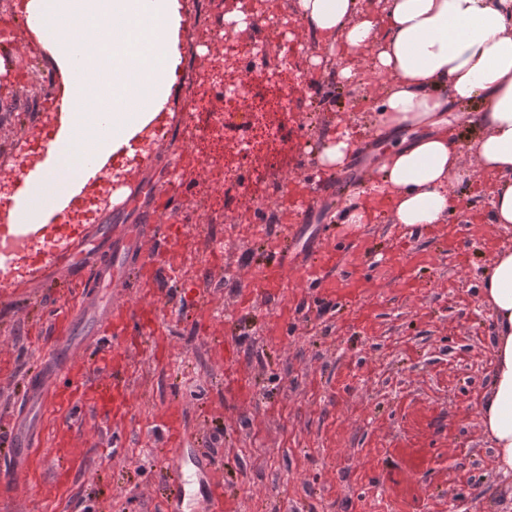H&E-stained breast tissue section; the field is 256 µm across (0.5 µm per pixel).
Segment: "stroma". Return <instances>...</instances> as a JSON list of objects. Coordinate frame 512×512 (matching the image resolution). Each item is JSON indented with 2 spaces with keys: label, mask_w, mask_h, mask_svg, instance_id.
Instances as JSON below:
<instances>
[{
  "label": "stroma",
  "mask_w": 512,
  "mask_h": 512,
  "mask_svg": "<svg viewBox=\"0 0 512 512\" xmlns=\"http://www.w3.org/2000/svg\"><path fill=\"white\" fill-rule=\"evenodd\" d=\"M1 29L9 37L0 56L18 64L0 84V114L10 115L0 121L5 164L39 123L23 104L49 108L53 100L31 94L51 67L31 50L22 15L0 7ZM253 40L269 54L238 77L272 110L276 142L257 136L244 154L233 139L200 136L209 113L234 117L246 104L192 102L195 78L225 49L215 43L206 56L188 54L174 116L164 123L169 142L124 184L152 185L154 195L99 216L103 224L177 227V237H160L154 248L176 244L186 257L148 281L159 299V339L130 351V411L116 425L89 418L69 429L48 420L46 437L68 436L88 460L62 485L47 445L28 460L0 454V471L18 472L0 512H159L174 468L166 455L169 408L185 457L220 470L232 512H512V475L497 470L477 417L496 336L480 302L482 277L496 250L512 245V228L493 223L491 191L478 176L453 188L446 245L429 228L392 224L383 211L369 224L322 211L317 221L334 225V242L354 248L347 277L367 278L359 303L342 307L292 278L260 287L266 242L289 221L288 190L319 173L313 148L339 124L357 127L362 141L375 133L382 80L364 71L347 86L311 65L325 45L272 0H260ZM268 62L281 64L282 83L266 81ZM288 93L299 108L278 111ZM409 249L428 253L430 264L406 262ZM396 269L401 278L379 276ZM83 287L58 267L0 295V445L10 431L27 432L26 380ZM216 336L234 350L245 395L226 381L224 356L211 347Z\"/></svg>",
  "instance_id": "stroma-1"
}]
</instances>
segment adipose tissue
I'll list each match as a JSON object with an SVG mask.
<instances>
[{"instance_id":"adipose-tissue-1","label":"adipose tissue","mask_w":512,"mask_h":512,"mask_svg":"<svg viewBox=\"0 0 512 512\" xmlns=\"http://www.w3.org/2000/svg\"><path fill=\"white\" fill-rule=\"evenodd\" d=\"M296 0L314 36L326 41V66L344 84L358 60L385 79L374 124L427 128L397 142L375 188L391 203L393 223H445L452 185L475 174L499 177L493 221L512 227V0ZM29 31L61 81L60 125L44 161L28 175L24 207L10 224H44L101 173L111 157L133 155L138 135L171 113L184 56V0H27ZM475 110L449 117L452 103ZM470 125L467 150L448 137L449 122ZM481 302L496 326L488 391L479 425L499 471L512 472V247L486 269Z\"/></svg>"}]
</instances>
